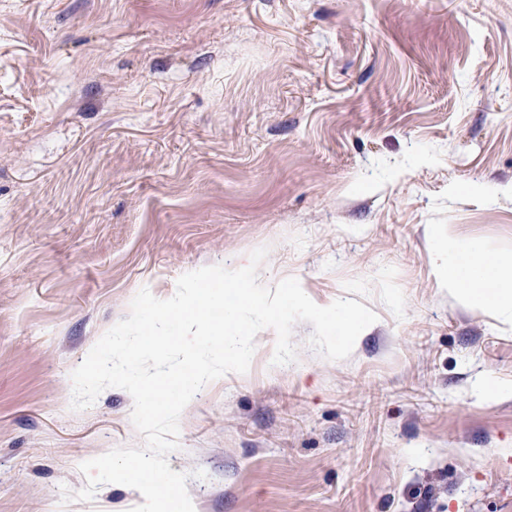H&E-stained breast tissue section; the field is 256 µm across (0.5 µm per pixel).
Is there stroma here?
Instances as JSON below:
<instances>
[{"instance_id":"obj_1","label":"stroma","mask_w":512,"mask_h":512,"mask_svg":"<svg viewBox=\"0 0 512 512\" xmlns=\"http://www.w3.org/2000/svg\"><path fill=\"white\" fill-rule=\"evenodd\" d=\"M512 249V0H0V512H135L81 463L140 447L72 372L141 289L211 265L352 299L202 388L195 512H512V322L442 288L430 229Z\"/></svg>"}]
</instances>
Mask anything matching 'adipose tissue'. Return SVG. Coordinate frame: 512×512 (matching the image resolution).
<instances>
[{
    "instance_id": "obj_1",
    "label": "adipose tissue",
    "mask_w": 512,
    "mask_h": 512,
    "mask_svg": "<svg viewBox=\"0 0 512 512\" xmlns=\"http://www.w3.org/2000/svg\"><path fill=\"white\" fill-rule=\"evenodd\" d=\"M431 238L450 296L473 308L489 302L499 314L512 316V251L466 241L442 228L433 229Z\"/></svg>"
}]
</instances>
